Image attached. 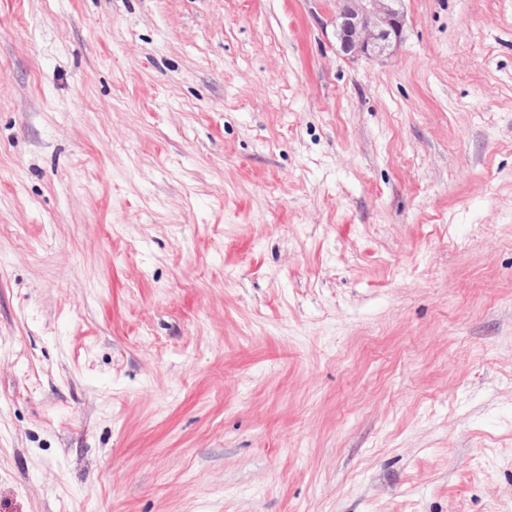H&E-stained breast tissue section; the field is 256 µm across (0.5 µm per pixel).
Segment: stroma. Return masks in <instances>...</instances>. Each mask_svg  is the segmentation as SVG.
I'll return each instance as SVG.
<instances>
[{
	"instance_id": "35a3bbf8",
	"label": "stroma",
	"mask_w": 512,
	"mask_h": 512,
	"mask_svg": "<svg viewBox=\"0 0 512 512\" xmlns=\"http://www.w3.org/2000/svg\"><path fill=\"white\" fill-rule=\"evenodd\" d=\"M0 0V512H512V0ZM330 22L342 52L378 62L392 56L403 39L404 0H334Z\"/></svg>"
}]
</instances>
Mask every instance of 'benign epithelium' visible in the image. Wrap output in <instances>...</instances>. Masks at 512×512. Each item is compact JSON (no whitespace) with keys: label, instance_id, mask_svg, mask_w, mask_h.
Masks as SVG:
<instances>
[{"label":"benign epithelium","instance_id":"benign-epithelium-1","mask_svg":"<svg viewBox=\"0 0 512 512\" xmlns=\"http://www.w3.org/2000/svg\"><path fill=\"white\" fill-rule=\"evenodd\" d=\"M336 41L351 58L378 62L392 56L403 39L404 0H334Z\"/></svg>","mask_w":512,"mask_h":512}]
</instances>
